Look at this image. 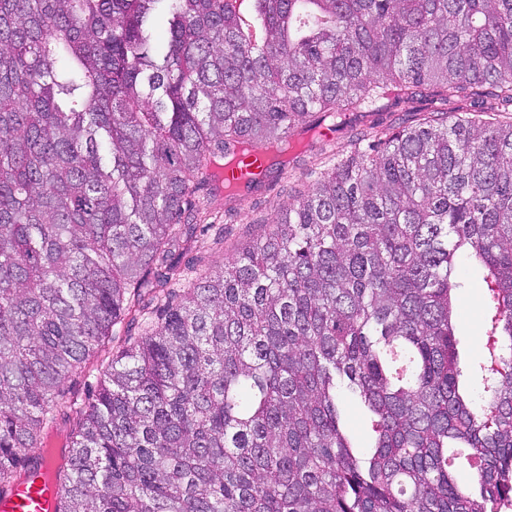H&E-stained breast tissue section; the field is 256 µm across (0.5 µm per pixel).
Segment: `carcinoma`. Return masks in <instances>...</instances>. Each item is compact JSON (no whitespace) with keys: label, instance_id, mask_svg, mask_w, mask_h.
I'll return each mask as SVG.
<instances>
[{"label":"carcinoma","instance_id":"carcinoma-1","mask_svg":"<svg viewBox=\"0 0 512 512\" xmlns=\"http://www.w3.org/2000/svg\"><path fill=\"white\" fill-rule=\"evenodd\" d=\"M391 101L413 125L373 119ZM354 115L347 158L175 287L217 159L282 170L274 145ZM123 323L76 406L65 380ZM60 418L55 512L512 503V0H0V493ZM462 266L467 268L465 275L467 288L462 289L458 295L459 316L456 320V335L460 341L461 362L469 365L471 361L479 358L482 350L480 300L483 290L478 271L470 267L466 261ZM347 416L352 434L362 446H368L370 442V422L366 413L356 404H350L348 406Z\"/></svg>","mask_w":512,"mask_h":512}]
</instances>
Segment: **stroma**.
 I'll return each instance as SVG.
<instances>
[{
	"mask_svg": "<svg viewBox=\"0 0 512 512\" xmlns=\"http://www.w3.org/2000/svg\"><path fill=\"white\" fill-rule=\"evenodd\" d=\"M349 130L332 132L321 129L305 136L302 143L288 151L291 164L283 172L271 174L254 190L241 197H226L222 184L201 187L191 195V202H206L211 215L210 225H198L196 240L189 252L180 258L181 264L204 261L210 265L223 264L226 256L232 255L234 248L252 237V221L259 216L271 214L274 209L287 206L289 182L306 181L310 161L320 148H327L337 154L348 150ZM223 233L224 247L216 249L213 241L216 233ZM467 286L458 295L459 316L456 320V335L460 341V359L470 363L479 358L482 350V324L480 319L483 296L481 278L476 269H468L465 275Z\"/></svg>",
	"mask_w": 512,
	"mask_h": 512,
	"instance_id": "stroma-1",
	"label": "stroma"
}]
</instances>
